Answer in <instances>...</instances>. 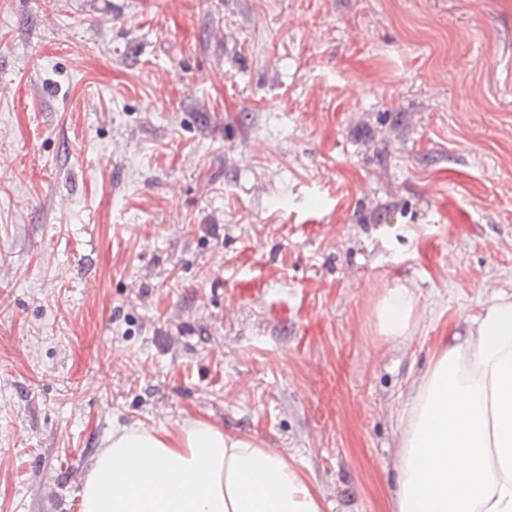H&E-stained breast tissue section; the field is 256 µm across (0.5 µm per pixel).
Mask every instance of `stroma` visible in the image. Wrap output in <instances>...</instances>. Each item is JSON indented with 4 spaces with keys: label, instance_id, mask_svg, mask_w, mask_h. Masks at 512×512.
I'll return each instance as SVG.
<instances>
[{
    "label": "stroma",
    "instance_id": "obj_1",
    "mask_svg": "<svg viewBox=\"0 0 512 512\" xmlns=\"http://www.w3.org/2000/svg\"><path fill=\"white\" fill-rule=\"evenodd\" d=\"M500 294L512 0H0V512L195 420L396 512L403 410ZM415 297L406 288H391L381 298L377 317L381 333L391 339L404 338L411 331Z\"/></svg>",
    "mask_w": 512,
    "mask_h": 512
}]
</instances>
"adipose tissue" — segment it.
<instances>
[{
	"label": "adipose tissue",
	"mask_w": 512,
	"mask_h": 512,
	"mask_svg": "<svg viewBox=\"0 0 512 512\" xmlns=\"http://www.w3.org/2000/svg\"><path fill=\"white\" fill-rule=\"evenodd\" d=\"M415 297L386 291L379 327L411 331ZM397 512H512V300L495 299L442 348L403 413ZM83 512H321L287 458L205 422L114 429Z\"/></svg>",
	"instance_id": "ef3b65f1"
}]
</instances>
